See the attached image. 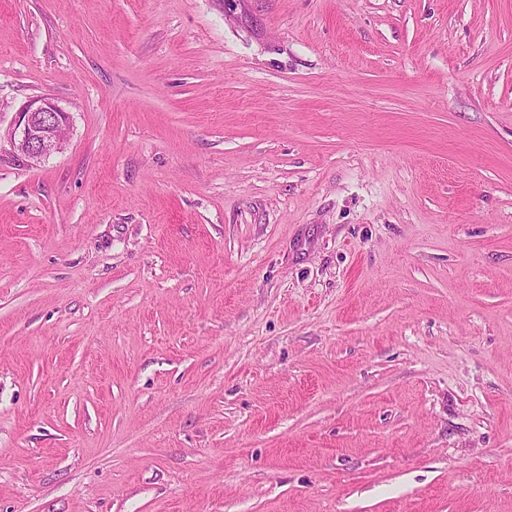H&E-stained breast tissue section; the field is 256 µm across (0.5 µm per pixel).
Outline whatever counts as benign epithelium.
Segmentation results:
<instances>
[{
    "label": "benign epithelium",
    "mask_w": 512,
    "mask_h": 512,
    "mask_svg": "<svg viewBox=\"0 0 512 512\" xmlns=\"http://www.w3.org/2000/svg\"><path fill=\"white\" fill-rule=\"evenodd\" d=\"M69 127L70 113L52 98L39 97L18 109L6 137L16 156L36 164L51 152L62 149Z\"/></svg>",
    "instance_id": "obj_1"
}]
</instances>
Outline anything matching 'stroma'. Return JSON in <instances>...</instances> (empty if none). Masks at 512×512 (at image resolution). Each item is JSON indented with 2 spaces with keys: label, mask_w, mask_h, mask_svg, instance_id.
Here are the masks:
<instances>
[{
  "label": "stroma",
  "mask_w": 512,
  "mask_h": 512,
  "mask_svg": "<svg viewBox=\"0 0 512 512\" xmlns=\"http://www.w3.org/2000/svg\"><path fill=\"white\" fill-rule=\"evenodd\" d=\"M0 512H512V0H0ZM69 127L70 112L50 97H39L18 109L6 137L16 156L36 165L51 152L62 149Z\"/></svg>",
  "instance_id": "35a3bbf8"
}]
</instances>
